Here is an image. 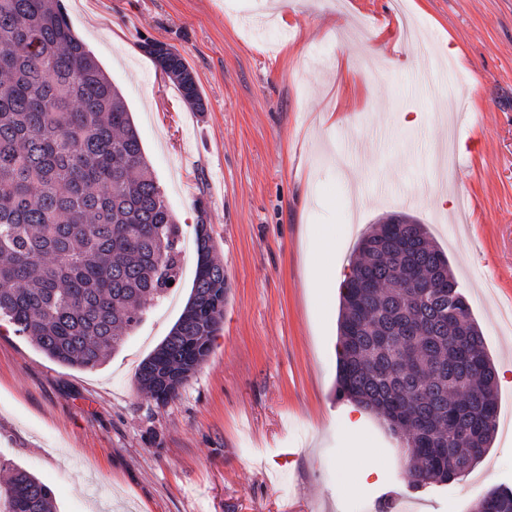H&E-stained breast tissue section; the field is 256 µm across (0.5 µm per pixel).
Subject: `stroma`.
Returning <instances> with one entry per match:
<instances>
[{
  "instance_id": "obj_1",
  "label": "stroma",
  "mask_w": 512,
  "mask_h": 512,
  "mask_svg": "<svg viewBox=\"0 0 512 512\" xmlns=\"http://www.w3.org/2000/svg\"><path fill=\"white\" fill-rule=\"evenodd\" d=\"M62 4L183 227V278L95 369L0 331V464L48 485L55 512H472L512 487V0H291L283 25L277 0ZM396 24L398 65L375 63L373 33ZM416 30L444 70L425 86L407 64ZM446 39L459 56L441 53ZM148 40L186 58L204 111L143 51ZM329 112L344 123L323 125ZM391 213L426 224L447 254L498 373L486 456L421 490L379 417L337 398L339 290L307 278L312 261L347 275L359 238ZM199 224L227 276L224 324L161 403L136 373L187 302ZM312 238L330 250L312 254Z\"/></svg>"
}]
</instances>
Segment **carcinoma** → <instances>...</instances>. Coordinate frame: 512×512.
Returning a JSON list of instances; mask_svg holds the SVG:
<instances>
[{
    "mask_svg": "<svg viewBox=\"0 0 512 512\" xmlns=\"http://www.w3.org/2000/svg\"><path fill=\"white\" fill-rule=\"evenodd\" d=\"M144 49L201 111L184 58ZM393 219L361 238L342 284L336 394L406 438L418 489L458 479L489 448L497 373L448 257L416 218ZM195 235L189 300L136 374L157 401L173 387L156 364L174 376L199 366L224 322V266ZM181 236L123 96L60 0H0V321L62 365L98 367L179 280ZM11 471L0 512H51V490ZM473 512H512V488Z\"/></svg>",
    "mask_w": 512,
    "mask_h": 512,
    "instance_id": "obj_1",
    "label": "carcinoma"
}]
</instances>
